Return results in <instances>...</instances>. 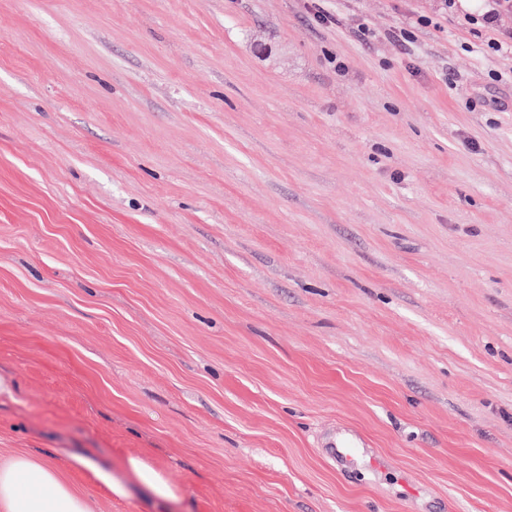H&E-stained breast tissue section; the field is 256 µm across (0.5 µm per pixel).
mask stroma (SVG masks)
<instances>
[{
	"instance_id": "1",
	"label": "stroma",
	"mask_w": 512,
	"mask_h": 512,
	"mask_svg": "<svg viewBox=\"0 0 512 512\" xmlns=\"http://www.w3.org/2000/svg\"><path fill=\"white\" fill-rule=\"evenodd\" d=\"M442 3L0 0V457L512 512V54Z\"/></svg>"
}]
</instances>
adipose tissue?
<instances>
[{"mask_svg":"<svg viewBox=\"0 0 512 512\" xmlns=\"http://www.w3.org/2000/svg\"><path fill=\"white\" fill-rule=\"evenodd\" d=\"M0 512H92L45 458L20 452L0 460Z\"/></svg>","mask_w":512,"mask_h":512,"instance_id":"1","label":"adipose tissue"}]
</instances>
